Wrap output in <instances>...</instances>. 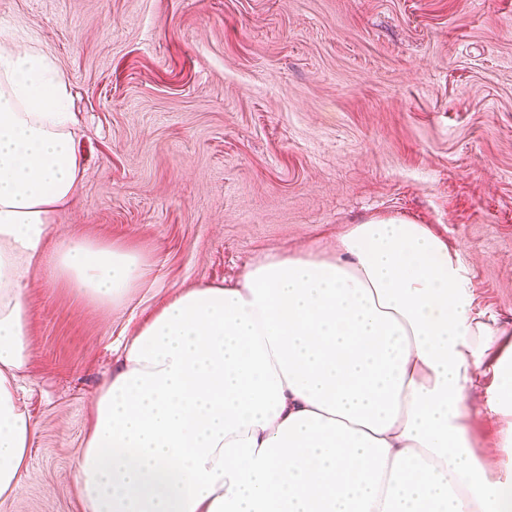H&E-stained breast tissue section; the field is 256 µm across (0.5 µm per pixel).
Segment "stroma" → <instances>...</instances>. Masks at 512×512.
Masks as SVG:
<instances>
[{
  "mask_svg": "<svg viewBox=\"0 0 512 512\" xmlns=\"http://www.w3.org/2000/svg\"><path fill=\"white\" fill-rule=\"evenodd\" d=\"M68 83L83 173L47 251L134 249L119 307L39 270L18 397L30 468L0 512H82L75 461L128 323L266 252L374 216L429 225L512 320V0H0V41ZM474 453L506 422L466 402Z\"/></svg>",
  "mask_w": 512,
  "mask_h": 512,
  "instance_id": "35a3bbf8",
  "label": "stroma"
}]
</instances>
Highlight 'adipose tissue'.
<instances>
[{
    "mask_svg": "<svg viewBox=\"0 0 512 512\" xmlns=\"http://www.w3.org/2000/svg\"><path fill=\"white\" fill-rule=\"evenodd\" d=\"M67 86L0 43V498L28 473L24 289L44 264L119 305L136 252L45 251L82 168ZM75 468L83 512H512V326L475 304L427 225L372 218L334 251L270 252L181 291L117 348ZM504 416L475 456L464 403Z\"/></svg>",
    "mask_w": 512,
    "mask_h": 512,
    "instance_id": "obj_1",
    "label": "adipose tissue"
}]
</instances>
